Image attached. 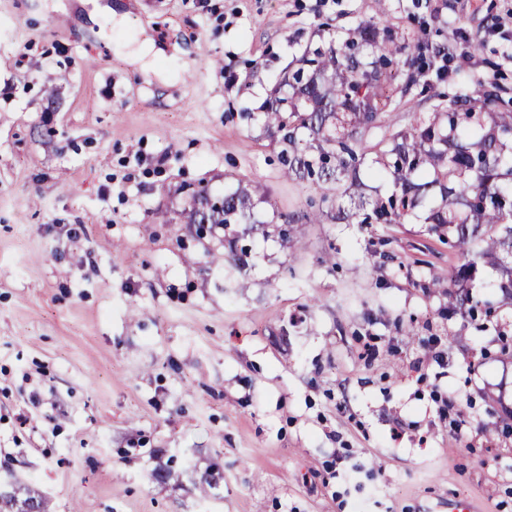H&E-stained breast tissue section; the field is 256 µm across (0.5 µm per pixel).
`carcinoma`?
<instances>
[{"mask_svg": "<svg viewBox=\"0 0 512 512\" xmlns=\"http://www.w3.org/2000/svg\"><path fill=\"white\" fill-rule=\"evenodd\" d=\"M434 55L431 43L392 45L388 29L360 23L341 46L316 48L313 56L283 75L263 111V126L280 145L284 174L323 190V201L349 198L336 220L361 218L363 224H398L430 204L425 223L439 240L462 247L460 262L448 272V310L462 316L494 305L477 298L478 262L502 272L498 288L512 300V97L496 82L479 84L474 94L444 95L432 112L415 114L411 129L389 149L370 145L366 134L380 122L377 103L390 104L412 90L425 97L428 86L414 73ZM375 154L372 174L387 176L388 196L367 197L360 168ZM208 192L192 194L191 224H240L266 200L259 186L240 187L221 205L200 207ZM51 512L46 498L12 484L0 490V512L24 507Z\"/></svg>", "mask_w": 512, "mask_h": 512, "instance_id": "1", "label": "carcinoma"}]
</instances>
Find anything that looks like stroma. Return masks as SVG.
Here are the masks:
<instances>
[{
  "label": "stroma",
  "mask_w": 512,
  "mask_h": 512,
  "mask_svg": "<svg viewBox=\"0 0 512 512\" xmlns=\"http://www.w3.org/2000/svg\"><path fill=\"white\" fill-rule=\"evenodd\" d=\"M510 9L0 0V475L52 512H512V436L489 428L512 356L448 311L459 247L334 223L261 120L289 65L367 20L452 47L420 111L512 88ZM241 183L267 193L255 223L197 235L191 189ZM317 210L281 241L273 217Z\"/></svg>",
  "instance_id": "35a3bbf8"
}]
</instances>
